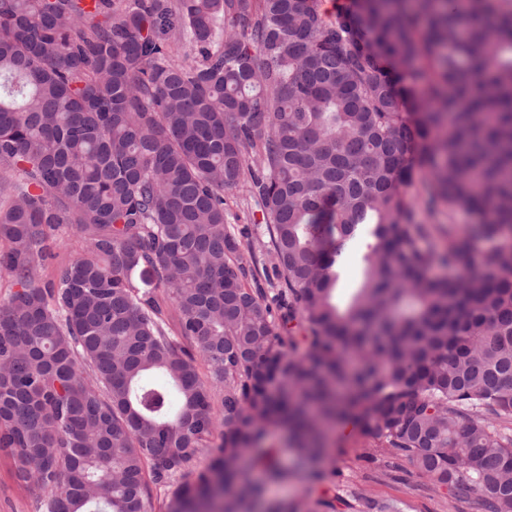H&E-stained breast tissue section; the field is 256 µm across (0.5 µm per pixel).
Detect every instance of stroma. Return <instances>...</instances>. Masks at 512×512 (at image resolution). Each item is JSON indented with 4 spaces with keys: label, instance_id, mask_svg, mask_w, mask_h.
I'll list each match as a JSON object with an SVG mask.
<instances>
[{
    "label": "stroma",
    "instance_id": "stroma-1",
    "mask_svg": "<svg viewBox=\"0 0 512 512\" xmlns=\"http://www.w3.org/2000/svg\"><path fill=\"white\" fill-rule=\"evenodd\" d=\"M231 230L247 228L243 244L258 250L265 265H273L265 224L256 222L255 206L245 188L224 194ZM324 482L314 485L315 494L333 498L336 512H358L368 499L396 503L400 512H455L456 501L448 490L426 477L407 473L395 459L377 450L360 431L335 436L332 457L323 464ZM0 512H42L39 489L17 482L10 458L0 454Z\"/></svg>",
    "mask_w": 512,
    "mask_h": 512
}]
</instances>
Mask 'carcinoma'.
<instances>
[{
    "mask_svg": "<svg viewBox=\"0 0 512 512\" xmlns=\"http://www.w3.org/2000/svg\"><path fill=\"white\" fill-rule=\"evenodd\" d=\"M2 171L0 452L45 512H147L176 480L168 512H335L245 462L293 477L284 428L319 478L344 419L458 512H512V0H0ZM224 200L226 202L225 207L229 212V225L231 230L237 233L238 229L247 226L249 233L247 236L241 238L242 243L244 246L251 245L258 255H260L263 263L270 269L275 263V256L269 251V235L266 224H257L254 222L255 219H261V214L260 212H255V216H253V212L256 211V208L254 203L249 199L246 188L240 187L224 192ZM85 247V244L76 237H65L63 238L56 250V257L50 260L45 268L43 273V280L52 279L56 273L57 268L68 262L72 257H74L78 252H80Z\"/></svg>",
    "mask_w": 512,
    "mask_h": 512,
    "instance_id": "cac0c4a2",
    "label": "carcinoma"
}]
</instances>
